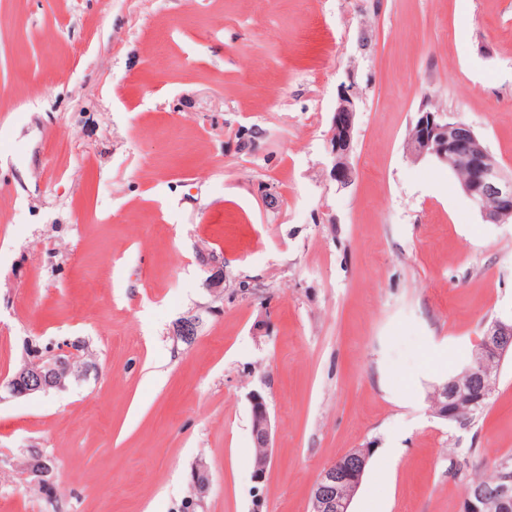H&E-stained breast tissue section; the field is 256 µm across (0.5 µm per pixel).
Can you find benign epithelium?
I'll return each instance as SVG.
<instances>
[{
  "instance_id": "benign-epithelium-1",
  "label": "benign epithelium",
  "mask_w": 512,
  "mask_h": 512,
  "mask_svg": "<svg viewBox=\"0 0 512 512\" xmlns=\"http://www.w3.org/2000/svg\"><path fill=\"white\" fill-rule=\"evenodd\" d=\"M356 106L353 90L339 98L329 136L333 160L330 175L336 183L347 188L353 183V135ZM416 134L407 139L405 151L413 161L430 159L451 165L465 172L461 188L480 213L491 224L512 221V175L507 174L495 156L484 145L474 129L460 121H448L439 111L421 109L415 119ZM200 262L215 268L205 281L212 293L224 290V259L212 252H202ZM202 317L191 316L176 324L178 336H194ZM512 358V320H494L487 327L477 350L462 367L468 382L459 384L451 378L434 386L429 396L430 412L444 421H455L463 411L475 412L486 406L494 387L485 363L501 366ZM73 356L70 351L30 362L18 369L6 383L14 396L47 392L61 386L70 374ZM251 435L259 449L254 464L253 479L264 482L270 462L269 448L273 447L274 428L268 405L262 393L250 395ZM370 458V449L353 448L334 462L324 466L309 495L308 512H351L350 505L357 494ZM210 475L203 464L192 472V486L197 496L207 492ZM460 512H512V474L492 486H482L468 493Z\"/></svg>"
}]
</instances>
